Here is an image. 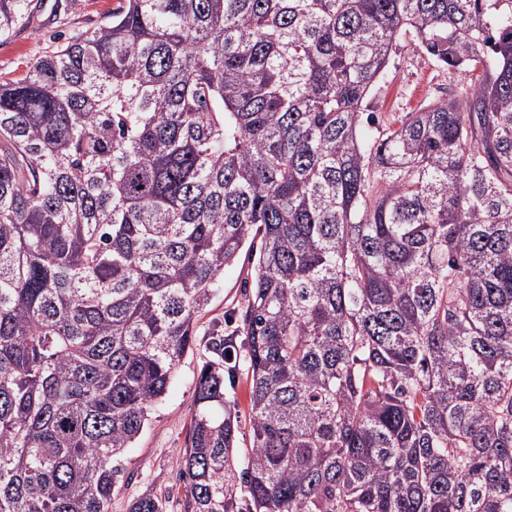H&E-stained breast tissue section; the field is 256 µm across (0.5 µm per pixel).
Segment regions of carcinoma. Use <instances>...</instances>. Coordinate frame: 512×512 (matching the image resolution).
Returning a JSON list of instances; mask_svg holds the SVG:
<instances>
[{
	"mask_svg": "<svg viewBox=\"0 0 512 512\" xmlns=\"http://www.w3.org/2000/svg\"><path fill=\"white\" fill-rule=\"evenodd\" d=\"M405 37L465 82L383 128ZM199 343L183 512H512V0H118L0 81V512H109ZM247 249L248 244L238 260L224 268L221 287L214 293L211 303L198 317V331L200 335L215 322L224 320V335L231 334L239 324L237 321L239 314L237 309H240L244 303V286L245 282L249 279L252 267ZM230 396L236 399L239 404V411L242 420V429L239 440V461H241V468L246 467V458L250 446V439L246 421L248 419V404H249V389L250 379L248 376L247 365L243 362L240 363L237 370L233 389H230L227 384Z\"/></svg>",
	"mask_w": 512,
	"mask_h": 512,
	"instance_id": "carcinoma-1",
	"label": "carcinoma"
}]
</instances>
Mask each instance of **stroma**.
<instances>
[{"label": "stroma", "instance_id": "1", "mask_svg": "<svg viewBox=\"0 0 512 512\" xmlns=\"http://www.w3.org/2000/svg\"><path fill=\"white\" fill-rule=\"evenodd\" d=\"M116 0H73L66 19H59L57 0H34L36 14L31 27L0 40V80L25 73L28 65L48 47L63 42L79 28L93 25L109 14ZM463 74H448L439 68L412 39L398 42L387 72L368 102L381 124L401 119L420 103L447 97L449 90L462 83ZM251 260L241 254L224 269V277L210 304L198 318L199 329L220 322L225 333L237 325L236 311L244 303V286L249 279ZM206 357L203 347L185 353L174 379L132 448L119 462L124 469L120 488L112 497L111 512H130L142 495L161 497L166 512H181L183 483L179 479L177 458L182 454L191 426L194 389L198 370Z\"/></svg>", "mask_w": 512, "mask_h": 512}]
</instances>
